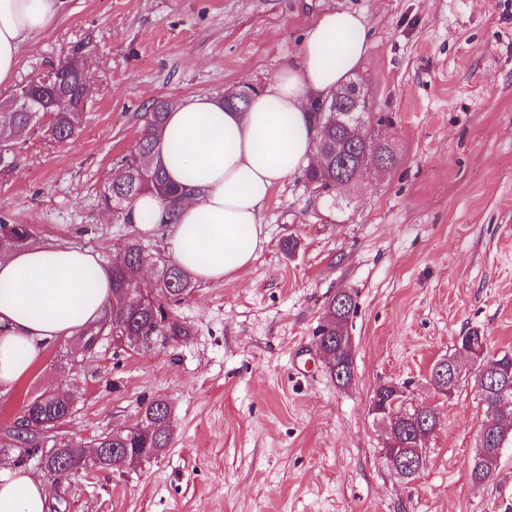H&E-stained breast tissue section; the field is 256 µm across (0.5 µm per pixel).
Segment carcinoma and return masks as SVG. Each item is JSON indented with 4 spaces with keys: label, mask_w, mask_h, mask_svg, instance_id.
Listing matches in <instances>:
<instances>
[{
    "label": "carcinoma",
    "mask_w": 512,
    "mask_h": 512,
    "mask_svg": "<svg viewBox=\"0 0 512 512\" xmlns=\"http://www.w3.org/2000/svg\"><path fill=\"white\" fill-rule=\"evenodd\" d=\"M87 84V69L81 67L79 60L73 56L54 66L47 80L22 84L12 99H17V94L23 92L39 99L51 116L49 135L63 142L80 128L83 112L86 111L82 92ZM253 93L255 90L251 87L238 89L222 97L220 103L226 110L238 111L247 105ZM10 100L5 98L0 102V175L13 170L17 140L36 126L35 117L29 112L13 111ZM174 106L175 103L170 100H157L141 115L143 134L104 189L102 203L105 208L119 209L145 192H154L169 202L179 199V187L166 179L157 141V133L163 128L167 113ZM351 107L349 98L335 95L315 104L309 112V120L318 132L315 149L320 161L305 170V178L325 191L336 181L338 155L348 158L352 167L362 161L383 157L388 160L390 167L397 164V156L388 145L379 143L375 138L364 141L350 136L343 128L336 126V122L320 120L323 112H347ZM33 239L34 231L28 224H0V253L25 247ZM151 259L152 254L146 251L141 240L133 237L124 243L119 256L113 260V296L106 312L108 329L116 330L119 336H148L152 333L185 336L187 329L168 319L165 302L186 295L192 287L191 277L175 264L164 262L157 284L143 291L131 281V276ZM354 307L350 295L338 294V298L330 300L323 321L315 331V343L328 355L326 366L329 375L340 386L349 385L354 376L352 342L345 330ZM460 344L473 352L477 367L495 363L496 370L490 374L489 382H512V352L488 356L485 336L477 329H470L461 336ZM73 403V395L65 389L52 394L42 393L27 400L20 407L22 416L18 417L27 424V429L20 431L10 428L4 446L29 452V446L37 443L36 427L65 418ZM438 424V418L429 413L423 414V420L415 423L401 420L386 430V447L412 448L418 436L427 434ZM170 440V407L167 400L158 398L144 402L138 423L111 437L107 447L122 452L128 450L130 454L148 461L167 448ZM511 446L512 428H497L492 445L484 439L476 441L470 469L471 484L482 486L496 469L499 458L494 456L492 449ZM42 464L61 477L83 468L80 451L75 449V444L67 442L60 443L56 454L43 456Z\"/></svg>",
    "instance_id": "cac0c4a2"
}]
</instances>
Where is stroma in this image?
<instances>
[{
  "label": "stroma",
  "instance_id": "35a3bbf8",
  "mask_svg": "<svg viewBox=\"0 0 512 512\" xmlns=\"http://www.w3.org/2000/svg\"><path fill=\"white\" fill-rule=\"evenodd\" d=\"M331 9L363 18L369 51L353 77L396 167L354 190L319 195L300 175L276 188L251 267L168 301L187 335L138 348L55 341L25 379L0 386V439L24 400L58 386L75 396L60 433L85 443L136 423L143 399L171 405L169 448L141 464L64 478L30 455L23 467L45 482L49 512H512V447L483 489L470 484L486 416L473 382L449 398L430 382L467 329L490 353L512 350V0H66L0 98L79 53L92 100L72 139L20 138L0 220L106 265L130 236L167 255L165 235L100 204L141 113L160 98L265 90ZM341 292L356 303L346 387L314 342ZM385 382L408 384L439 417L409 482L390 473L370 412Z\"/></svg>",
  "mask_w": 512,
  "mask_h": 512
}]
</instances>
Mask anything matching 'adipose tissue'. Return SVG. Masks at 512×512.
<instances>
[{"label":"adipose tissue","instance_id":"1","mask_svg":"<svg viewBox=\"0 0 512 512\" xmlns=\"http://www.w3.org/2000/svg\"><path fill=\"white\" fill-rule=\"evenodd\" d=\"M63 0H0V85L11 84L25 43L53 23ZM361 15L322 13L285 67L245 111L206 95L184 98L160 136L164 169L185 195L164 225L173 262L197 281L235 278L267 241L261 212L272 192L315 160L307 114L368 53ZM112 300V270L96 252L35 245L0 255V385L24 379L45 347L98 323ZM42 480L0 472V512H48Z\"/></svg>","mask_w":512,"mask_h":512}]
</instances>
